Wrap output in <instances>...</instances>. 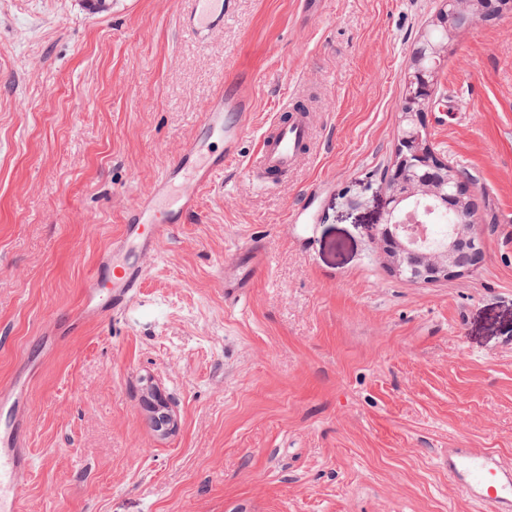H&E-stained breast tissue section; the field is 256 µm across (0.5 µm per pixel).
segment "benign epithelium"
Segmentation results:
<instances>
[{
    "label": "benign epithelium",
    "instance_id": "obj_1",
    "mask_svg": "<svg viewBox=\"0 0 512 512\" xmlns=\"http://www.w3.org/2000/svg\"><path fill=\"white\" fill-rule=\"evenodd\" d=\"M491 0H442L437 23L444 25V38L432 42L428 34L419 38L414 47V61L404 74L406 95L400 116L399 143L392 168L387 175V216L383 223L370 226L372 239L387 255L392 272L398 277L412 274L423 282L448 279L459 273L455 260V247L459 242L471 246L481 245V238L475 232V213L469 208L467 193L455 168L446 161L440 162L444 175L438 181L424 180L412 172L417 164H430L435 154L429 142L423 138L426 128V112L431 103L430 88L437 81L436 70L423 65L425 58H445L448 48L454 43L461 29L445 25L448 15L474 18L488 13ZM410 197L451 204L461 215L456 225L454 238L448 244L436 249L427 248L422 254L423 264L409 268L408 254L416 251L424 238L423 224L409 225L401 219L404 201Z\"/></svg>",
    "mask_w": 512,
    "mask_h": 512
}]
</instances>
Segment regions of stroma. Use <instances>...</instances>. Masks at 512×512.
<instances>
[{
  "label": "stroma",
  "instance_id": "35a3bbf8",
  "mask_svg": "<svg viewBox=\"0 0 512 512\" xmlns=\"http://www.w3.org/2000/svg\"><path fill=\"white\" fill-rule=\"evenodd\" d=\"M440 5L328 0L305 22L296 0H237L203 44L175 0H0V384L32 374L26 512H489L445 456L512 464V8L460 35L427 114L481 201V263L410 282L368 231ZM231 77L256 132L299 95L309 158L260 189L247 139L123 313L49 335ZM248 244L267 261L225 304L224 255Z\"/></svg>",
  "mask_w": 512,
  "mask_h": 512
}]
</instances>
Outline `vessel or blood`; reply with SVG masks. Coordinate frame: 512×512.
I'll return each instance as SVG.
<instances>
[{"mask_svg":"<svg viewBox=\"0 0 512 512\" xmlns=\"http://www.w3.org/2000/svg\"><path fill=\"white\" fill-rule=\"evenodd\" d=\"M181 29L208 41L224 27L234 0H179ZM251 106L241 81L224 84L223 94L202 108V120L192 140L168 161L154 182L126 210L122 229L101 252L90 283L74 314L79 321H99L124 311L141 287L147 262L159 241L174 225L187 223L197 212L205 191L239 158L249 133ZM310 113L287 100L260 131L258 148L247 170L264 188L287 177L309 155ZM264 261L253 246L236 248L224 258V300L241 302L253 286V272ZM28 379L17 372L0 386V512H24L19 482L29 474V456L21 428ZM448 474L473 500L492 512H512V465L470 448L448 451Z\"/></svg>","mask_w":512,"mask_h":512,"instance_id":"1","label":"vessel or blood"}]
</instances>
